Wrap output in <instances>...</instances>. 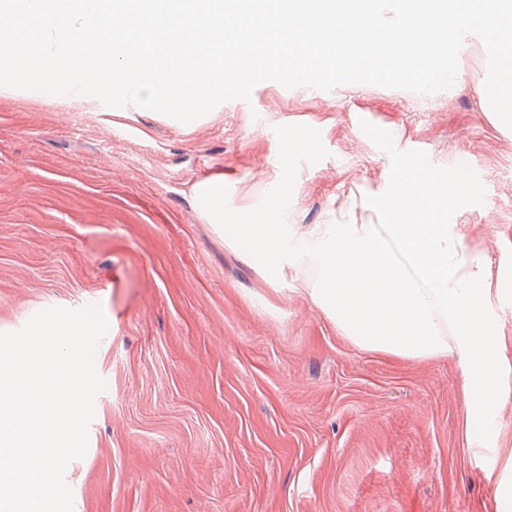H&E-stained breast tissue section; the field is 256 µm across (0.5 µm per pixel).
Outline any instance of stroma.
I'll list each match as a JSON object with an SVG mask.
<instances>
[{"instance_id": "35a3bbf8", "label": "stroma", "mask_w": 512, "mask_h": 512, "mask_svg": "<svg viewBox=\"0 0 512 512\" xmlns=\"http://www.w3.org/2000/svg\"><path fill=\"white\" fill-rule=\"evenodd\" d=\"M486 75L474 41L425 96L265 81L190 123L0 93V332L54 306L108 322L78 512H493L512 476V129L481 103ZM364 120L485 187L455 222L505 356L489 442L452 356L358 348L312 303L315 270L269 285L193 208L219 169L230 206L255 207L282 175L276 127L304 124L328 155L299 165L288 221L336 219L388 175Z\"/></svg>"}]
</instances>
